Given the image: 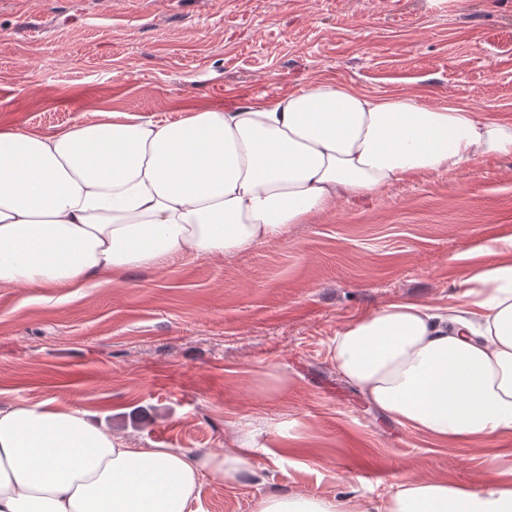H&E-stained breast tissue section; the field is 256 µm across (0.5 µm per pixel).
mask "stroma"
Segmentation results:
<instances>
[{"mask_svg": "<svg viewBox=\"0 0 512 512\" xmlns=\"http://www.w3.org/2000/svg\"><path fill=\"white\" fill-rule=\"evenodd\" d=\"M324 80L512 121V0H0V128L105 112L174 121ZM496 243L512 257V157L417 174L292 225L286 240L134 270L58 300L0 285V404L53 400L133 448L223 452L200 512L272 493L376 500L410 474L473 485L512 435L440 448L370 410L330 346L401 299L447 306Z\"/></svg>", "mask_w": 512, "mask_h": 512, "instance_id": "obj_1", "label": "stroma"}]
</instances>
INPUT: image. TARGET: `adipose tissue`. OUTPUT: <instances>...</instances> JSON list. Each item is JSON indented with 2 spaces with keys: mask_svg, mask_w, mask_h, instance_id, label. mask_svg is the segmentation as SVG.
Returning <instances> with one entry per match:
<instances>
[{
  "mask_svg": "<svg viewBox=\"0 0 512 512\" xmlns=\"http://www.w3.org/2000/svg\"><path fill=\"white\" fill-rule=\"evenodd\" d=\"M512 157V122L325 80L175 121L125 114L51 135L0 130V284L66 296L133 269L283 239L350 197L478 157ZM455 302L400 300L336 334L342 378L443 447L512 434V258L483 246ZM250 451L132 448L85 411L0 405V512H198L196 490ZM255 512H340L276 494ZM375 512H512V468L473 486L402 476Z\"/></svg>",
  "mask_w": 512,
  "mask_h": 512,
  "instance_id": "1",
  "label": "adipose tissue"
}]
</instances>
